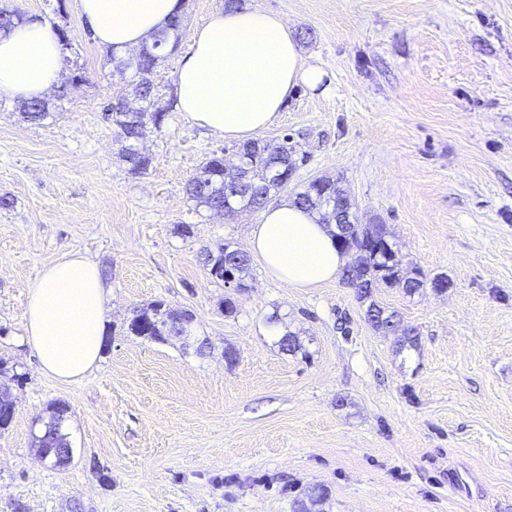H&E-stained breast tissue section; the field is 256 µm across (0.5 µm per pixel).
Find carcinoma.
<instances>
[{
    "mask_svg": "<svg viewBox=\"0 0 512 512\" xmlns=\"http://www.w3.org/2000/svg\"><path fill=\"white\" fill-rule=\"evenodd\" d=\"M167 42L168 33L162 31L151 47L144 46L136 57L120 60L116 64V70L122 74L128 69L132 70L131 86L134 95L144 102L141 112H125L118 102L107 105L106 117L115 127L116 139L121 144L120 153L133 174L145 172L152 163V159L143 160L136 155L147 125L161 128L168 112L173 108V103L162 105L154 97V69L162 59V51L166 49ZM21 115L27 122H41L50 115L48 103L44 100L25 102L22 104ZM294 155V146L286 135L277 142H266L249 156L245 165L236 172L235 181L231 182L225 174L224 156L214 153L205 158L197 172L189 178L185 193L195 202L196 207L209 212L260 209L267 203L271 193L284 188L274 174V168L279 166L278 159L282 157L288 160ZM296 199L301 206L317 213L324 224H332L341 216H351L349 195L334 179H312L303 191L296 194ZM383 242H388L384 225H355L353 232L339 241L343 252H352L358 259V264L350 263L344 268L343 281H349L354 273L374 287L383 284L389 288H399L407 295L416 294L424 285V274L418 271L411 276L404 272L401 260L392 248L383 249L377 254H357L364 246ZM225 248L226 244L219 243L201 249V263L205 265L215 257L232 262L231 273L237 284V291L241 292L247 288L246 279L250 277V256L240 248L227 254ZM365 315L375 329L385 333L389 332L391 325L401 323L398 313L387 310L375 300L369 302ZM192 322L191 313L171 309L160 300L134 312L128 330L135 336L160 341L164 336L179 335L189 329ZM278 345L282 351L291 355L303 350L298 335L291 331L282 334ZM35 446L40 453L45 454L68 448L70 442L68 434L58 424L40 435Z\"/></svg>",
    "mask_w": 512,
    "mask_h": 512,
    "instance_id": "1",
    "label": "carcinoma"
}]
</instances>
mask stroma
<instances>
[{"label":"stroma","mask_w":512,"mask_h":512,"mask_svg":"<svg viewBox=\"0 0 512 512\" xmlns=\"http://www.w3.org/2000/svg\"><path fill=\"white\" fill-rule=\"evenodd\" d=\"M242 2L280 15L326 75L259 135L308 156L285 195L341 179L404 268L451 286L375 288L418 334L404 350L342 280L298 291L255 261L248 290L225 287L198 252L248 249L262 213L216 215L184 187L212 153L233 164L234 143L174 110L131 174L105 117L128 78L77 0H0L66 30L62 75L86 76L38 124L0 96V196L14 201L0 209V359L15 394L0 512H298L321 491V512H512V0ZM77 250L102 268L109 332L97 366L65 384L41 372L24 313L42 266ZM158 300L193 313L205 354L129 333ZM275 312L302 353L280 350ZM53 402L70 408L64 468L33 442Z\"/></svg>","instance_id":"stroma-1"}]
</instances>
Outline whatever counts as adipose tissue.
I'll use <instances>...</instances> for the list:
<instances>
[{
	"label": "adipose tissue",
	"mask_w": 512,
	"mask_h": 512,
	"mask_svg": "<svg viewBox=\"0 0 512 512\" xmlns=\"http://www.w3.org/2000/svg\"><path fill=\"white\" fill-rule=\"evenodd\" d=\"M183 0H79V15L118 59L165 30ZM190 50L174 76L177 106L195 125L246 142L270 127L298 85L315 90L324 73L304 64L298 42L278 14L255 7L222 9L192 29ZM62 45L49 22L21 23L0 33V94L41 99L57 85ZM335 225L293 198L264 210L250 250L288 287L319 288L345 264ZM106 291L95 261L72 251L39 272L28 290L24 340L44 374L80 380L100 360Z\"/></svg>",
	"instance_id": "1"
}]
</instances>
